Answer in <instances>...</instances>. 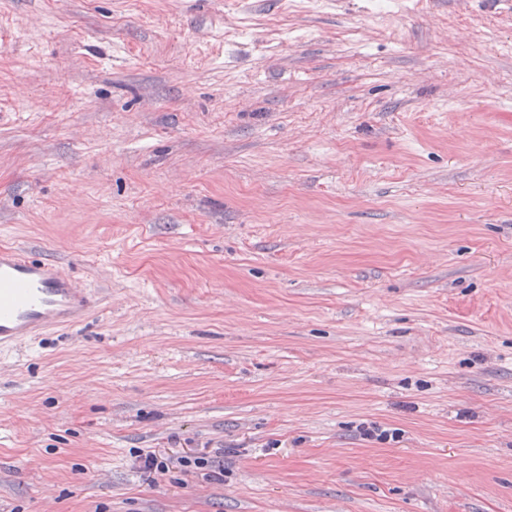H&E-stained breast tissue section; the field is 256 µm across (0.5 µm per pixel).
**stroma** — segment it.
I'll return each instance as SVG.
<instances>
[{
    "label": "stroma",
    "mask_w": 512,
    "mask_h": 512,
    "mask_svg": "<svg viewBox=\"0 0 512 512\" xmlns=\"http://www.w3.org/2000/svg\"><path fill=\"white\" fill-rule=\"evenodd\" d=\"M1 247L0 512H512V8L0 0ZM100 300L59 265L0 249V351L51 329L85 322Z\"/></svg>",
    "instance_id": "obj_1"
}]
</instances>
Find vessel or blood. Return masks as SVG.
Masks as SVG:
<instances>
[{
  "label": "vessel or blood",
  "mask_w": 512,
  "mask_h": 512,
  "mask_svg": "<svg viewBox=\"0 0 512 512\" xmlns=\"http://www.w3.org/2000/svg\"><path fill=\"white\" fill-rule=\"evenodd\" d=\"M99 300L59 265L0 249V351L51 329L85 322Z\"/></svg>",
  "instance_id": "1"
}]
</instances>
